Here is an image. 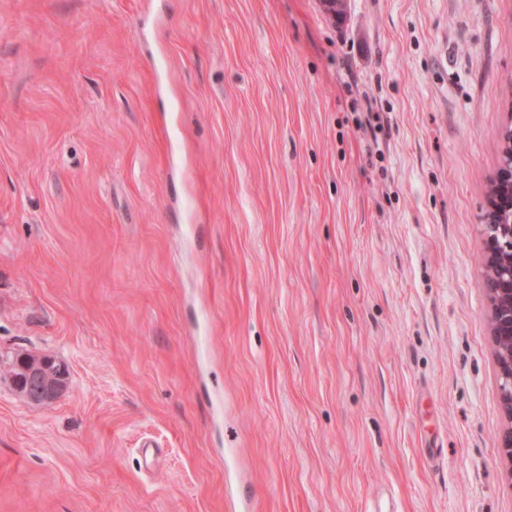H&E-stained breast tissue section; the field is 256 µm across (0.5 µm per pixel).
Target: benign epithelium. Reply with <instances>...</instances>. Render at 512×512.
<instances>
[{"instance_id": "1", "label": "benign epithelium", "mask_w": 512, "mask_h": 512, "mask_svg": "<svg viewBox=\"0 0 512 512\" xmlns=\"http://www.w3.org/2000/svg\"><path fill=\"white\" fill-rule=\"evenodd\" d=\"M495 181L500 194L487 201L482 216L488 273L481 288L491 304L492 340L506 419L499 441L504 456L512 462V144L500 152ZM9 381L26 402L46 404L65 394L70 368L52 357L26 361L20 365V374Z\"/></svg>"}]
</instances>
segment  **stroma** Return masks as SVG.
<instances>
[{"label": "stroma", "mask_w": 512, "mask_h": 512, "mask_svg": "<svg viewBox=\"0 0 512 512\" xmlns=\"http://www.w3.org/2000/svg\"><path fill=\"white\" fill-rule=\"evenodd\" d=\"M511 121L512 0H0V512H512ZM495 181L500 194L487 201L482 216L488 273L480 287L491 304L492 340L500 375L506 423L499 441L512 462V144L500 152ZM50 363L57 366L50 368ZM9 381L16 393L31 404H46L61 398L69 385L70 368L67 364L39 358L37 361L20 365V374L13 375Z\"/></svg>", "instance_id": "35a3bbf8"}]
</instances>
